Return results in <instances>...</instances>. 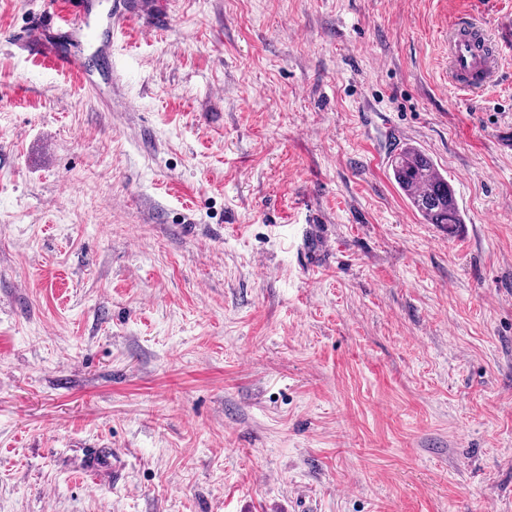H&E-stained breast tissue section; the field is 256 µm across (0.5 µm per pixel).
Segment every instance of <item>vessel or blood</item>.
<instances>
[{"label":"vessel or blood","instance_id":"b4317fda","mask_svg":"<svg viewBox=\"0 0 512 512\" xmlns=\"http://www.w3.org/2000/svg\"><path fill=\"white\" fill-rule=\"evenodd\" d=\"M47 22H36L24 36L27 51L50 58L54 69L85 74L82 59L62 52L46 37L49 26L81 30L86 26L84 0H51ZM502 49L473 18L461 16L448 27V80L457 89L478 93L490 85L501 69Z\"/></svg>","mask_w":512,"mask_h":512}]
</instances>
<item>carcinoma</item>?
Returning <instances> with one entry per match:
<instances>
[{
    "mask_svg": "<svg viewBox=\"0 0 512 512\" xmlns=\"http://www.w3.org/2000/svg\"><path fill=\"white\" fill-rule=\"evenodd\" d=\"M389 169L425 223L449 227L464 223L453 185L425 151L412 144L402 146L390 157Z\"/></svg>",
    "mask_w": 512,
    "mask_h": 512,
    "instance_id": "1",
    "label": "carcinoma"
}]
</instances>
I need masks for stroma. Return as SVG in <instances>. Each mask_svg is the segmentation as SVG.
<instances>
[{
  "label": "stroma",
  "mask_w": 512,
  "mask_h": 512,
  "mask_svg": "<svg viewBox=\"0 0 512 512\" xmlns=\"http://www.w3.org/2000/svg\"><path fill=\"white\" fill-rule=\"evenodd\" d=\"M43 2L0 0V512H512V0H89L84 82ZM44 11L49 18L48 24L37 20L30 34L23 37V45L29 52L51 59L52 67L60 71H69L84 75L86 69L82 59L62 52L46 37V31L56 25L70 29L83 30L87 24L86 4L84 0L48 1ZM502 49L473 18L461 16L448 26V81L457 89L479 93L501 69ZM389 162L394 182L426 224H446L449 229L464 223L453 185L425 151L406 144Z\"/></svg>",
  "instance_id": "stroma-1"
}]
</instances>
